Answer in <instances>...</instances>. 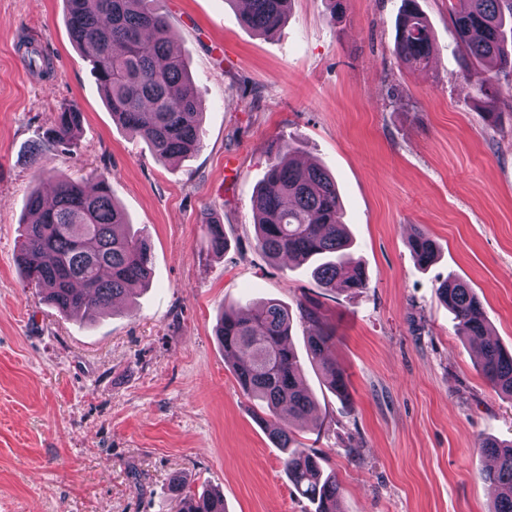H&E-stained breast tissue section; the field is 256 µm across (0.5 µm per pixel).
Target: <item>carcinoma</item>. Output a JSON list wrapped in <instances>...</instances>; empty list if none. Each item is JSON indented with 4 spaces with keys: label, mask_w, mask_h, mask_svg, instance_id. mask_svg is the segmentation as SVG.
Segmentation results:
<instances>
[{
    "label": "carcinoma",
    "mask_w": 512,
    "mask_h": 512,
    "mask_svg": "<svg viewBox=\"0 0 512 512\" xmlns=\"http://www.w3.org/2000/svg\"><path fill=\"white\" fill-rule=\"evenodd\" d=\"M67 26L91 74L100 85L113 119L142 139L153 156L167 162L186 158L202 146L201 102L189 79L185 61L168 38L158 0H65ZM291 0H225L243 5L242 23L268 35L283 24ZM452 24L466 58L486 67L476 76L479 91L494 76L512 70V0H467L452 15ZM395 56L405 64L426 68L433 55L432 32L417 0H402L396 28ZM83 115L67 107L45 133L43 145L67 149L75 145ZM296 147L277 145L261 187L252 199L256 240L272 260L311 262V275L326 290H360L369 281L350 252L336 181L316 164L294 161ZM29 221L20 262L29 285L58 311L81 310L92 318L118 298H129L152 273L151 243L146 235L128 231L125 212L112 195L110 180L97 178L92 187L72 178L57 180L54 204L44 206L42 194L27 199ZM208 248L224 253V225H204ZM416 262L427 266L435 244L418 230L408 240ZM463 334L479 348V370L488 384L512 400V352L488 332L484 307L464 281L448 278L437 288ZM308 323L307 356L320 367L340 401L349 397L344 374L327 357L330 336L324 331L319 306H300ZM292 315L288 307L269 301L243 317L224 309L216 336L245 396L253 402L256 420L265 425L277 447L286 450L283 467L295 490L314 512H338L336 476L323 475L320 457L297 442L292 426L308 419L315 401L301 380L299 354L289 340ZM495 463L482 473L493 499V512H512V441L482 442ZM177 512H225L224 496H196L175 486Z\"/></svg>",
    "instance_id": "carcinoma-1"
}]
</instances>
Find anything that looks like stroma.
I'll use <instances>...</instances> for the list:
<instances>
[{
	"instance_id": "obj_1",
	"label": "stroma",
	"mask_w": 512,
	"mask_h": 512,
	"mask_svg": "<svg viewBox=\"0 0 512 512\" xmlns=\"http://www.w3.org/2000/svg\"><path fill=\"white\" fill-rule=\"evenodd\" d=\"M418 3L434 35L424 70L394 56L401 0H345L336 17L292 0L268 36L225 0H162L203 109L200 150L163 163L113 121L64 0H0V512H173L176 479L220 490L226 512H310L214 335L225 306L270 299L318 304L347 376L345 405L304 363L316 409L296 432L335 472L341 512H490L479 444L512 440V400L436 289L468 282L512 349V74L477 93L460 0ZM24 39L50 74L28 68ZM69 106L83 114L73 150L32 154ZM283 140L335 177L368 288L324 290L258 249L252 196ZM102 174L151 240L152 276L89 320L42 300L19 256L32 189ZM418 229L438 248L425 269ZM410 251L420 266H427L435 258L433 240L421 230H417L408 240Z\"/></svg>"
}]
</instances>
